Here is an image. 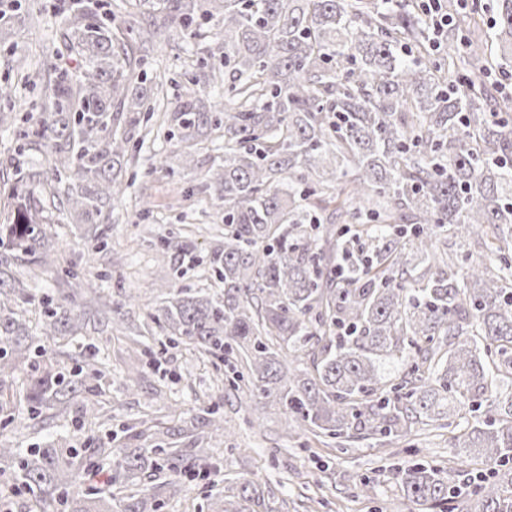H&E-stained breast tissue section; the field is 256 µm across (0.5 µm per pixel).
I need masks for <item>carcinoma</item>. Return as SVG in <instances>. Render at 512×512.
Returning a JSON list of instances; mask_svg holds the SVG:
<instances>
[{
	"label": "carcinoma",
	"instance_id": "cac0c4a2",
	"mask_svg": "<svg viewBox=\"0 0 512 512\" xmlns=\"http://www.w3.org/2000/svg\"><path fill=\"white\" fill-rule=\"evenodd\" d=\"M482 5L494 17L484 36ZM447 7L457 21L432 53L426 19L407 0H138L140 20L123 32L114 22L128 4L103 18L93 0H71L52 55L75 66L43 62V119L22 133L48 166L17 162L0 179L11 211L0 224V413L28 369L31 412L75 402L97 419L93 387L67 376L44 341L80 336L87 322L122 333V305L84 299L73 274L34 324L20 268L58 260L45 193L104 246L96 225L122 198L134 132L161 93L142 68L159 39L201 19L211 34L203 52L232 71L227 102L206 92L216 69L201 70L161 128L187 165L213 134L224 139L201 186L224 212V247L213 254L222 290L168 285L147 303L153 320L169 342L220 358L250 405L279 404L288 438L302 428L337 448L366 436L385 448L416 424L466 423L454 454L493 466L470 496L475 509L512 512V100L477 79L488 68L512 77V0L477 2L464 15L456 0ZM39 12L7 0L0 38ZM447 235L480 254L448 262ZM79 355L94 376L107 371L95 343ZM386 362L404 366L398 382L382 375ZM495 404L507 410L494 415ZM150 408L87 456L60 443L26 455L1 444L0 475L67 512H160L186 479L217 467L209 448L131 447L155 427ZM204 413L191 438L225 434L220 404ZM398 476L426 509L457 498L438 464L409 460ZM227 490L238 512H269L254 482Z\"/></svg>",
	"mask_w": 512,
	"mask_h": 512
}]
</instances>
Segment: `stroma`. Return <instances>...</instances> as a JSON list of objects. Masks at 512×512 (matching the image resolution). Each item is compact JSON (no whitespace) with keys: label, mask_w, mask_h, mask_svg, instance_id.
Returning a JSON list of instances; mask_svg holds the SVG:
<instances>
[{"label":"stroma","mask_w":512,"mask_h":512,"mask_svg":"<svg viewBox=\"0 0 512 512\" xmlns=\"http://www.w3.org/2000/svg\"><path fill=\"white\" fill-rule=\"evenodd\" d=\"M38 2L43 7L41 15L25 21L9 41L0 43V84L14 89L11 99L0 100V110L13 112L31 126L42 118L45 82L27 76L18 61L40 55L57 39L68 6L67 0ZM199 49V38L191 35L155 45L144 70L148 82L163 86L161 108L183 92ZM161 120L160 112L153 114L136 166L123 177V198L113 205L109 223L101 227L105 248L83 247L77 227L62 213L50 214L56 229L55 248L62 259L59 265L36 268L30 281L36 300L27 305V317L39 316L42 296L66 290L73 272L110 301L144 295L168 284L187 288L217 285L211 252L221 242L223 215L208 194L197 191L189 199L185 192L202 184L212 159L223 158L224 152L208 148L200 152L197 165L186 166L172 144L158 135ZM98 346L99 360L110 367L101 382L100 397L103 408L111 412L109 419L93 432L82 427L81 411L76 407L53 418L31 419L25 401L14 396L9 406L17 420L11 423L0 418V443L19 442L30 448L56 440L75 448L88 447L90 434L102 439L118 430L139 415L145 396L158 389L162 395L154 403L155 414L169 423L178 415L195 417L212 400H220L224 418L235 434L228 440L221 436L212 440L218 470L259 484L274 512H421L405 497L394 470L387 467L389 449L377 447L374 439L359 438L341 450L310 434L284 437L285 417L280 407L268 402L255 409L243 408L241 393L224 382L223 362L196 358L183 345L154 346L142 357L143 376L132 387H125L130 363L125 340L103 335ZM458 433L455 427L439 436L422 433L414 444L423 460L459 472L463 466L451 448ZM363 478L374 486L367 500L351 495Z\"/></svg>","instance_id":"stroma-1"}]
</instances>
